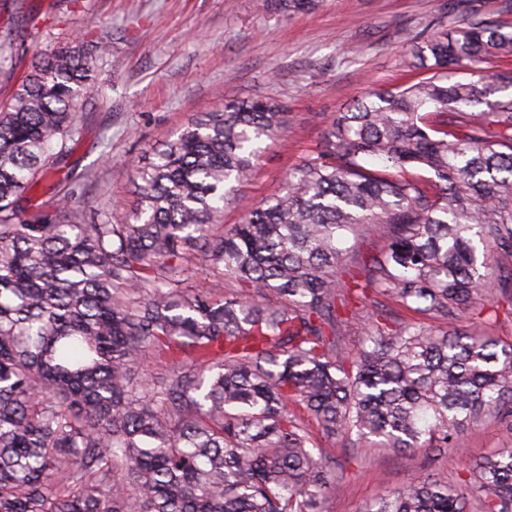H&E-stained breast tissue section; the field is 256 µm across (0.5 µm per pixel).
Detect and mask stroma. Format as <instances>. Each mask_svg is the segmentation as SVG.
Wrapping results in <instances>:
<instances>
[{
    "instance_id": "1",
    "label": "stroma",
    "mask_w": 512,
    "mask_h": 512,
    "mask_svg": "<svg viewBox=\"0 0 512 512\" xmlns=\"http://www.w3.org/2000/svg\"><path fill=\"white\" fill-rule=\"evenodd\" d=\"M28 15L38 17L37 28L24 26ZM475 17L510 34L512 0H314L296 12L275 0H0V27L19 32L0 50V101L33 56L84 40L100 92L77 100L81 136L37 193L45 200L74 194L89 224L126 222L134 205L128 162L148 157L194 113L221 110L235 98L280 105L288 130L269 143L249 183L226 205L220 222L230 225L282 194L299 156L355 97L420 79L409 67L413 45ZM361 304L365 313H383L392 329L430 321L370 289ZM511 443L508 415L469 428L455 455L318 439L348 475L323 510L366 512L430 474L455 481L470 463Z\"/></svg>"
}]
</instances>
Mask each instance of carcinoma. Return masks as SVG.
<instances>
[{
  "label": "carcinoma",
  "mask_w": 512,
  "mask_h": 512,
  "mask_svg": "<svg viewBox=\"0 0 512 512\" xmlns=\"http://www.w3.org/2000/svg\"><path fill=\"white\" fill-rule=\"evenodd\" d=\"M492 50L512 56V34L483 21L413 48L430 76L353 100L285 193L228 227L224 203L288 129L280 106L198 113L131 167L127 223L83 224L31 192L79 139L73 101L97 76L77 41L32 62L0 108V512H322L344 477L290 405L328 438L439 453L511 410L512 344L456 327L475 296L495 310L494 277L512 281V99L477 110L512 71L449 76ZM359 224L388 228L366 285L448 329L368 317L344 350ZM196 257L208 291L185 285ZM468 472L367 512H512L511 445ZM351 312L347 313L346 310H342L341 319L345 320L338 326V336L341 338L343 348L349 353H356L361 345V329L360 326L354 320L346 321Z\"/></svg>",
  "instance_id": "cac0c4a2"
}]
</instances>
